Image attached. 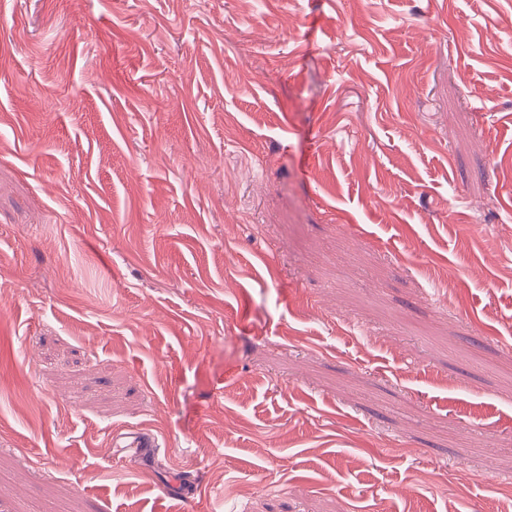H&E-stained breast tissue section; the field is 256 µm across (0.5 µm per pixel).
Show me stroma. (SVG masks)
<instances>
[{"mask_svg": "<svg viewBox=\"0 0 512 512\" xmlns=\"http://www.w3.org/2000/svg\"><path fill=\"white\" fill-rule=\"evenodd\" d=\"M0 512H512V0H0Z\"/></svg>", "mask_w": 512, "mask_h": 512, "instance_id": "obj_1", "label": "stroma"}]
</instances>
